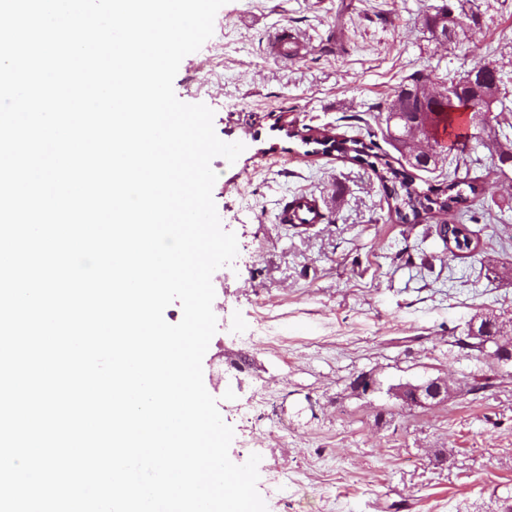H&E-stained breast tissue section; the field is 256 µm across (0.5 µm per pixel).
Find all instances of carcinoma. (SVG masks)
<instances>
[{"label": "carcinoma", "instance_id": "cac0c4a2", "mask_svg": "<svg viewBox=\"0 0 512 512\" xmlns=\"http://www.w3.org/2000/svg\"><path fill=\"white\" fill-rule=\"evenodd\" d=\"M470 23L478 22L475 5L470 0H458V4L445 3L433 8L426 14L424 25L430 35L437 30L452 26L455 31L448 34V43L455 44L466 35L463 19ZM457 106L470 108L474 112H492L498 108L502 112H512L509 106V92L501 74L488 62H483L461 75L433 77L417 71L410 74L400 89L389 100L384 109L385 116L379 132L366 130L367 138L357 136H329L324 132L311 138V142L322 146V152H335L345 161L367 165L382 186L390 191L392 207L396 218L403 224H416L424 219L433 218L445 212L455 211L464 219L477 220L474 211L475 202L482 199L486 192L484 181L479 175H471V165L475 162L472 155L482 147L490 152L492 164L501 174H507L506 166H512V144L502 149L496 131L482 120L481 135L475 138L474 146H462L455 156V166L448 176L436 185L420 188L408 168L418 171H430L446 162L451 148L439 139V129L453 126L456 116L453 110ZM418 131H427L433 137L436 153L431 162H410L411 142ZM382 137L397 152L407 166H395L392 156L375 150L374 138ZM465 167V176H459V168ZM437 233L442 240H451L456 250L452 257L458 259L473 258L478 243L474 242V231L467 224H454L450 227L440 224ZM463 349L476 352V359L489 367L502 366L504 362L485 352L480 344L459 340Z\"/></svg>", "mask_w": 512, "mask_h": 512}]
</instances>
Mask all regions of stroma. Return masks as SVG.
<instances>
[{"label": "stroma", "instance_id": "35a3bbf8", "mask_svg": "<svg viewBox=\"0 0 512 512\" xmlns=\"http://www.w3.org/2000/svg\"><path fill=\"white\" fill-rule=\"evenodd\" d=\"M441 0H228L214 34L186 56L174 91L214 112L240 142L217 157L221 225L238 255L218 269L207 391L232 427L233 463L259 454L268 512H502L512 503V363L490 370L456 339L475 316L512 317V180L479 150L486 195L476 257L445 250L435 222L403 224L364 165L310 155L278 122L306 132L373 120L406 77L491 62L512 80V0H478L466 40L422 25ZM288 28L297 51L273 59ZM315 197L325 222L277 223L279 200ZM383 386L365 396L351 383ZM451 379L448 401L405 404L388 386ZM481 383L482 391L468 388Z\"/></svg>", "mask_w": 512, "mask_h": 512}]
</instances>
